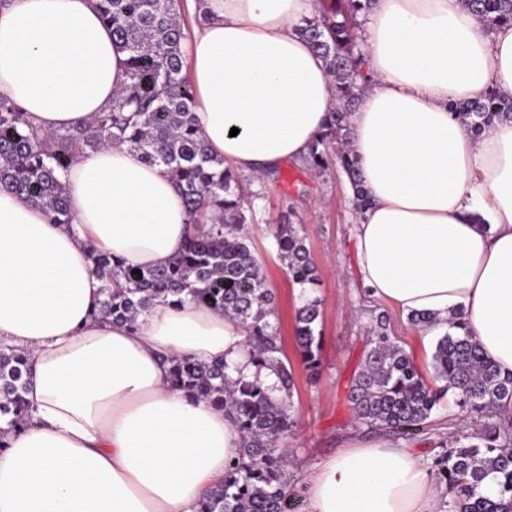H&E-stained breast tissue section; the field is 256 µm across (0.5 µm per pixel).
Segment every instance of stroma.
I'll return each instance as SVG.
<instances>
[{
    "mask_svg": "<svg viewBox=\"0 0 512 512\" xmlns=\"http://www.w3.org/2000/svg\"><path fill=\"white\" fill-rule=\"evenodd\" d=\"M240 186L252 198L255 215L246 232L264 272L265 285L274 295L272 320L279 326L283 356L299 376L291 400L296 425L287 440L293 451L289 472L301 482L350 441L375 442L385 437L384 432L368 430L356 422L347 398L369 348L367 329L374 316L385 314L390 335L428 377L433 374L437 339L420 335L418 326L403 320L390 304L366 298L358 275L357 213L349 180L339 166L315 171L303 162L286 161L259 179L242 174ZM288 221L302 225L319 276L314 294L322 301V374L314 386L300 377L295 340L300 289L289 278L274 239L276 226ZM476 427V420L462 418L448 396L433 412L429 433L413 439L411 445L429 464L440 455V442Z\"/></svg>",
    "mask_w": 512,
    "mask_h": 512,
    "instance_id": "35a3bbf8",
    "label": "stroma"
}]
</instances>
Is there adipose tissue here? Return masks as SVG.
Instances as JSON below:
<instances>
[{
  "mask_svg": "<svg viewBox=\"0 0 512 512\" xmlns=\"http://www.w3.org/2000/svg\"><path fill=\"white\" fill-rule=\"evenodd\" d=\"M185 45L211 151L259 176L301 160L334 104L324 64L299 35L312 0H191ZM127 55L94 0H6L0 94L50 131L108 109ZM373 77L350 116L372 204L355 224L367 294L402 318L459 315L512 372V121L473 135L450 104L512 95V26L487 31L461 0H376ZM238 135H231V128ZM72 224L0 190V345L28 355L33 428L0 450V512H197L239 446L236 424L170 385L162 356L244 361L250 329L187 301L136 325L98 312L90 249L137 269L165 265L190 221L161 165L124 145L79 158L66 179ZM307 512H443L411 448L353 442L311 470Z\"/></svg>",
  "mask_w": 512,
  "mask_h": 512,
  "instance_id": "obj_1",
  "label": "adipose tissue"
}]
</instances>
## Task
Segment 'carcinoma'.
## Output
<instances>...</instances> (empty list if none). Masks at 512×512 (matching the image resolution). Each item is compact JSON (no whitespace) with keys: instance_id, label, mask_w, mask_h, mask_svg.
Here are the masks:
<instances>
[{"instance_id":"cac0c4a2","label":"carcinoma","mask_w":512,"mask_h":512,"mask_svg":"<svg viewBox=\"0 0 512 512\" xmlns=\"http://www.w3.org/2000/svg\"><path fill=\"white\" fill-rule=\"evenodd\" d=\"M487 28L512 25V0H461ZM184 0H96L112 39L127 53L124 82L106 111L85 125L45 131L14 101L0 95V188L22 194L42 208L54 224H71L65 178L80 157L100 148L126 145L149 164L163 165L198 230L163 267L132 273L110 253L94 256V271L104 280L100 314L135 326L136 319L158 301L190 300L249 323V379L231 361L207 364L174 358L171 384L187 396L205 399L233 418L240 432L237 456L225 470L199 512H290L300 506L288 482V450L278 441L295 426L291 414L294 372L279 357L277 327L270 322L274 296L249 245L244 225L253 206L239 190V177L224 158L213 154L195 118L196 92L187 72L185 44L191 37L181 10ZM375 0H320L302 19L299 33L323 60L331 78L336 106L324 132L303 162L313 170L339 164L348 177L353 205L369 204L357 160L348 149L349 116L368 80L365 54L357 50V18ZM452 110L480 134L494 122L512 120V96L488 89ZM288 275L302 288L295 338L306 382L321 375L323 336L318 329L321 300L312 295L317 267L300 224H279L274 232ZM370 348L350 389L356 420L399 439L423 431L439 401L454 395V405L477 418L480 428L448 443L435 459L438 485L446 489V512H512V374H503L485 356L464 324L450 317L433 354L434 388L413 357L389 336L384 314L368 330ZM26 355L0 348V448L15 427L33 426L25 400ZM269 369L268 385L260 372ZM492 478L497 494L484 493Z\"/></svg>"}]
</instances>
